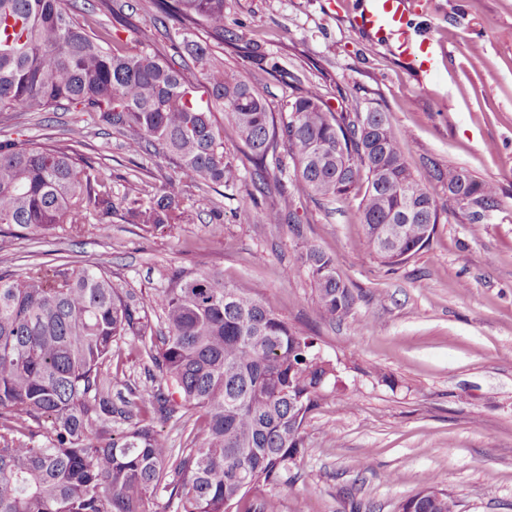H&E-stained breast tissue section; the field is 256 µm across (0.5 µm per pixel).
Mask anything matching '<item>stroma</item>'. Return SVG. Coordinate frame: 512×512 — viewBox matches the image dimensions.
Segmentation results:
<instances>
[{"label":"stroma","instance_id":"1","mask_svg":"<svg viewBox=\"0 0 512 512\" xmlns=\"http://www.w3.org/2000/svg\"><path fill=\"white\" fill-rule=\"evenodd\" d=\"M128 23L95 14L114 45L132 49L157 25L152 0H130ZM364 0H224L235 46L216 53L273 112L299 87L316 86L335 112L387 113L414 175L437 200L427 247L389 266L361 251L357 196L326 204L295 198L291 224H269L292 170L260 173L224 114V151L241 179L230 189L184 174L155 150L128 156L125 139L91 112H4L0 138L77 144L112 186L108 230L89 214L26 238L0 236V270L51 261L77 268L108 255L112 282L143 301L180 271L220 273L277 299L280 316L317 336L345 390H325L307 416L304 449L279 484L258 494L261 512H397L428 483L458 512H512V0H425L411 34L443 48L433 77L419 78L394 44L369 50L352 17ZM461 167L497 183V207L472 224L449 201L434 167ZM180 178L185 219L164 236L126 223L122 204L149 201ZM336 258L357 301L345 319H321L316 290L297 266L301 240ZM113 395L149 396L161 382L134 340L112 355Z\"/></svg>","mask_w":512,"mask_h":512}]
</instances>
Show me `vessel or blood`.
<instances>
[{"instance_id": "vessel-or-blood-1", "label": "vessel or blood", "mask_w": 512, "mask_h": 512, "mask_svg": "<svg viewBox=\"0 0 512 512\" xmlns=\"http://www.w3.org/2000/svg\"><path fill=\"white\" fill-rule=\"evenodd\" d=\"M418 0H365L354 21L372 42L393 41L421 77L434 75L438 48L432 40H413L407 29L408 15Z\"/></svg>"}]
</instances>
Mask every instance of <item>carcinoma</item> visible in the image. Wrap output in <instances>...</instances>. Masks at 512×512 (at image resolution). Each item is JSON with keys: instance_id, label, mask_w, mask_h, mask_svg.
<instances>
[{"instance_id": "obj_1", "label": "carcinoma", "mask_w": 512, "mask_h": 512, "mask_svg": "<svg viewBox=\"0 0 512 512\" xmlns=\"http://www.w3.org/2000/svg\"><path fill=\"white\" fill-rule=\"evenodd\" d=\"M160 12L180 29L236 40L225 35L224 0H160ZM153 38L143 29L139 50L114 51L111 31L78 21L64 0H0V112H94L127 135L128 155L158 146L187 174L232 188L240 171L224 155L219 108L257 160L270 156L281 170L288 157L297 189L328 202L362 194L365 252L392 266L429 244L440 207L413 175L385 112H332L308 86L278 122L256 89L185 38L178 48L201 65L210 99L203 108L176 62L149 51ZM182 195L171 178L147 203L126 197L125 217L164 235L181 217ZM464 195L477 197L467 219L481 224L499 189L470 175ZM93 211L109 218L114 205L90 157L0 140V233L79 229ZM290 214L283 192L265 221ZM299 262L320 316L346 317L356 297L336 259L304 240ZM149 307L162 313L167 335H153L143 306L121 295L101 262L0 271V512H148L158 495L170 512H256L250 496L296 462L307 414L326 386L339 385L318 339L288 325L274 299L216 273L180 276ZM128 336L165 382L147 402L132 391L112 399L113 348ZM183 408L200 412L199 422L190 447L175 455L155 422L179 420ZM416 508L456 512V502L443 491Z\"/></svg>"}]
</instances>
